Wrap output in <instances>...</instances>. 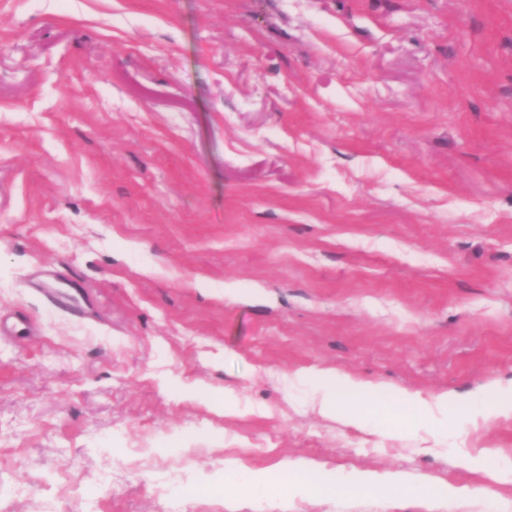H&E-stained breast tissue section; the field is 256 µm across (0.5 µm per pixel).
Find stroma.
Segmentation results:
<instances>
[{
  "label": "stroma",
  "mask_w": 512,
  "mask_h": 512,
  "mask_svg": "<svg viewBox=\"0 0 512 512\" xmlns=\"http://www.w3.org/2000/svg\"><path fill=\"white\" fill-rule=\"evenodd\" d=\"M314 367L449 393L444 424L322 417L279 382ZM491 381L512 0H0V512H512V416L459 418ZM285 458L406 486L225 496ZM420 495L426 504L428 509L427 512H434L433 509L436 508L437 504L443 497H448L449 500H454L461 503H466L470 501H478L482 499L487 507L486 511H493L489 505L492 501V492L489 487L485 486H451L445 487L442 489V493L437 494V489H433L430 487H422L420 489Z\"/></svg>",
  "instance_id": "stroma-1"
}]
</instances>
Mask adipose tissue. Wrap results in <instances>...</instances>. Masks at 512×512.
Returning <instances> with one entry per match:
<instances>
[{"label":"adipose tissue","mask_w":512,"mask_h":512,"mask_svg":"<svg viewBox=\"0 0 512 512\" xmlns=\"http://www.w3.org/2000/svg\"><path fill=\"white\" fill-rule=\"evenodd\" d=\"M289 382L308 385L312 390V404L325 417L342 414L348 425L365 428V409L378 406V386L371 385L331 370L297 371L289 375ZM280 467L302 491L328 490L353 493L381 489H396L403 482L400 474L372 471H352L338 476L331 471L318 470L308 460H285Z\"/></svg>","instance_id":"ef3b65f1"}]
</instances>
